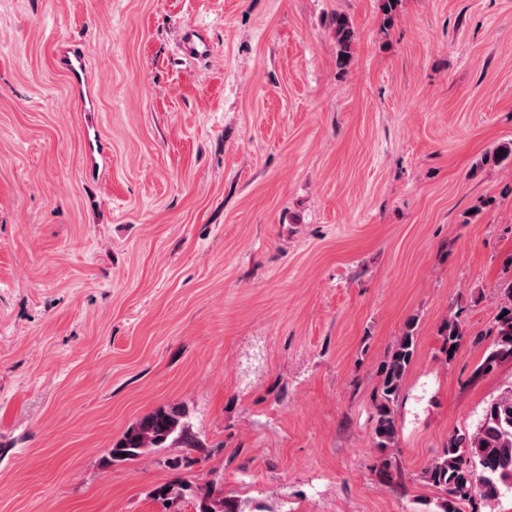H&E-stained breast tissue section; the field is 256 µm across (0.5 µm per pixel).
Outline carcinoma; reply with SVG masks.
I'll return each mask as SVG.
<instances>
[{"label": "carcinoma", "mask_w": 512, "mask_h": 512, "mask_svg": "<svg viewBox=\"0 0 512 512\" xmlns=\"http://www.w3.org/2000/svg\"><path fill=\"white\" fill-rule=\"evenodd\" d=\"M333 24L338 62L344 66L350 58L354 32L344 15H336ZM498 314L502 318L496 319L495 340L478 367L480 372L492 369L503 360H512V281L500 288ZM415 333L416 322L412 319L379 368L373 435L375 447L383 453L381 467L384 470L390 465L387 452L397 443L396 407L415 357ZM439 334L443 340L442 354L449 359L464 336L458 317L453 315L444 320ZM205 447V439L193 430L185 408L159 407L132 424L112 445L108 463L134 461L162 448L201 450ZM421 478L440 492L434 512H464V505L475 495L489 512H494L504 490L512 489V388L488 404L473 432L451 435L441 453L423 469ZM153 497L171 504L188 497L194 501L195 512H242L239 503L220 493L212 482L202 486L186 482L161 485L153 490Z\"/></svg>", "instance_id": "carcinoma-1"}]
</instances>
